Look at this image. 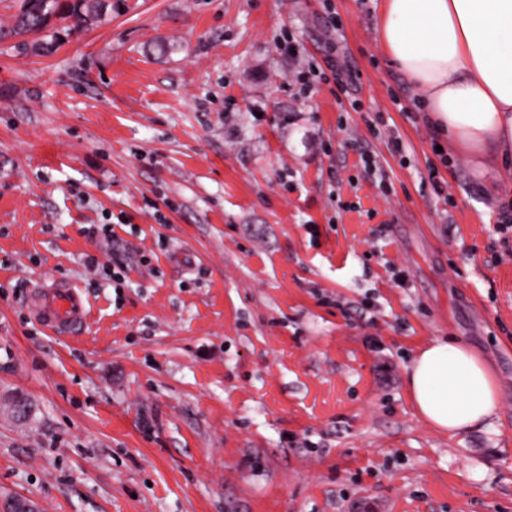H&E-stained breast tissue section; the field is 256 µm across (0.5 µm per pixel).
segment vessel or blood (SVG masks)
Listing matches in <instances>:
<instances>
[{
  "label": "vessel or blood",
  "instance_id": "obj_1",
  "mask_svg": "<svg viewBox=\"0 0 512 512\" xmlns=\"http://www.w3.org/2000/svg\"><path fill=\"white\" fill-rule=\"evenodd\" d=\"M31 306L33 318L53 332L83 324L88 314L77 286L68 281L38 284Z\"/></svg>",
  "mask_w": 512,
  "mask_h": 512
}]
</instances>
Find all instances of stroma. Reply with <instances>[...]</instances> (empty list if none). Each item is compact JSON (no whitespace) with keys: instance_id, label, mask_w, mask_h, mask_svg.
I'll return each instance as SVG.
<instances>
[{"instance_id":"stroma-1","label":"stroma","mask_w":512,"mask_h":512,"mask_svg":"<svg viewBox=\"0 0 512 512\" xmlns=\"http://www.w3.org/2000/svg\"><path fill=\"white\" fill-rule=\"evenodd\" d=\"M379 4L121 0L53 54L0 42V492L512 512V167L440 150L379 52ZM329 56L353 83L318 78ZM116 258L118 283L90 266ZM58 279L89 310L67 334L28 306ZM447 337L500 394L454 436L406 387Z\"/></svg>"}]
</instances>
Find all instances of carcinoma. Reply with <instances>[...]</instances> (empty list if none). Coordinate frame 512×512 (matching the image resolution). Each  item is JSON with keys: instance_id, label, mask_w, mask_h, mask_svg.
I'll return each mask as SVG.
<instances>
[{"instance_id": "carcinoma-1", "label": "carcinoma", "mask_w": 512, "mask_h": 512, "mask_svg": "<svg viewBox=\"0 0 512 512\" xmlns=\"http://www.w3.org/2000/svg\"><path fill=\"white\" fill-rule=\"evenodd\" d=\"M18 11L12 17V23L0 26V40L8 37H24L32 33H41L52 25V18L71 19L73 28L90 24L102 19L112 7L109 0H18ZM58 38L50 41L28 43L18 42L25 50L36 54L53 53L58 46Z\"/></svg>"}]
</instances>
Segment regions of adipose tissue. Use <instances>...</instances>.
<instances>
[{
  "mask_svg": "<svg viewBox=\"0 0 512 512\" xmlns=\"http://www.w3.org/2000/svg\"><path fill=\"white\" fill-rule=\"evenodd\" d=\"M381 56L415 89L452 154L480 175L512 160V0H382ZM407 386L420 417L461 433L499 408L485 364L454 339L416 353Z\"/></svg>",
  "mask_w": 512,
  "mask_h": 512,
  "instance_id": "ef3b65f1",
  "label": "adipose tissue"
}]
</instances>
